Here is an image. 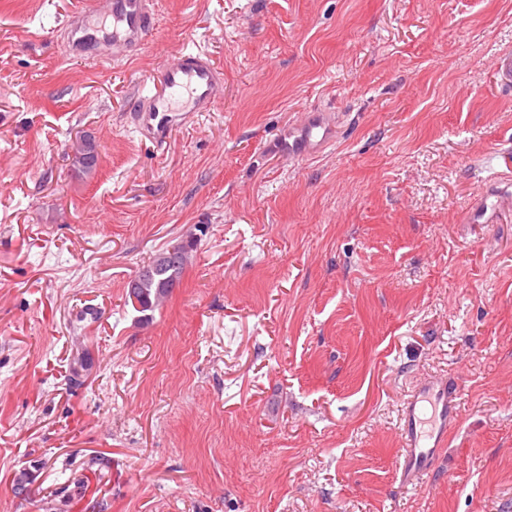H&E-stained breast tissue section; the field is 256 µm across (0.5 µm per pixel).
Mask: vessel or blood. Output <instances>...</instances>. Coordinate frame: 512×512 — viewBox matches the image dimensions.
<instances>
[{
    "label": "vessel or blood",
    "instance_id": "1",
    "mask_svg": "<svg viewBox=\"0 0 512 512\" xmlns=\"http://www.w3.org/2000/svg\"><path fill=\"white\" fill-rule=\"evenodd\" d=\"M153 30L148 0H75L66 19L63 52H88L118 61L139 48ZM158 87L138 95L133 122L136 131L156 147H164L179 112H210L223 90L218 67L206 53L183 48L158 69ZM335 131L318 115L305 114L288 149L302 153L333 142ZM458 383L454 379L422 381L403 402L404 432L399 459L402 474L418 478L430 471L437 452L447 444L448 427L457 418Z\"/></svg>",
    "mask_w": 512,
    "mask_h": 512
}]
</instances>
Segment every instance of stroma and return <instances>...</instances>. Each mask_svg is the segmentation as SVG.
<instances>
[{"label": "stroma", "mask_w": 512, "mask_h": 512, "mask_svg": "<svg viewBox=\"0 0 512 512\" xmlns=\"http://www.w3.org/2000/svg\"><path fill=\"white\" fill-rule=\"evenodd\" d=\"M72 2L0 0V512H512V0H154L114 63L63 55ZM186 46L222 100L159 150L132 103ZM453 373L404 483L402 402ZM298 135L288 143V151L304 153L311 146L327 147L334 141L335 130L323 118L313 113H306L299 128ZM83 136L82 139L76 142L73 162L86 172H91L95 169L98 161L97 145L94 144L95 140L91 136ZM90 138V139H89ZM94 141H92V140ZM173 260L162 258L164 254L169 255V249L156 254L153 260L135 276L129 284L131 291L135 289V297L140 306V312H153L173 290L181 280L189 256L187 248L181 244L172 248ZM143 270L148 272L140 275ZM142 317L145 320L152 318L151 313H145Z\"/></svg>", "instance_id": "35a3bbf8"}]
</instances>
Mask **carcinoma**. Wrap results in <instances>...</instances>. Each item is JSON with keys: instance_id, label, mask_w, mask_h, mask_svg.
I'll list each match as a JSON object with an SVG mask.
<instances>
[{"instance_id": "obj_1", "label": "carcinoma", "mask_w": 512, "mask_h": 512, "mask_svg": "<svg viewBox=\"0 0 512 512\" xmlns=\"http://www.w3.org/2000/svg\"><path fill=\"white\" fill-rule=\"evenodd\" d=\"M98 161L97 145L89 138H82L76 142L73 162L86 172L95 169ZM173 253L174 259L168 260L156 254L153 260L145 267L147 273L138 276V285L135 297L144 313V319L152 318L154 311L180 283L182 274L187 265L189 256L187 248L181 244L164 250V253Z\"/></svg>"}]
</instances>
